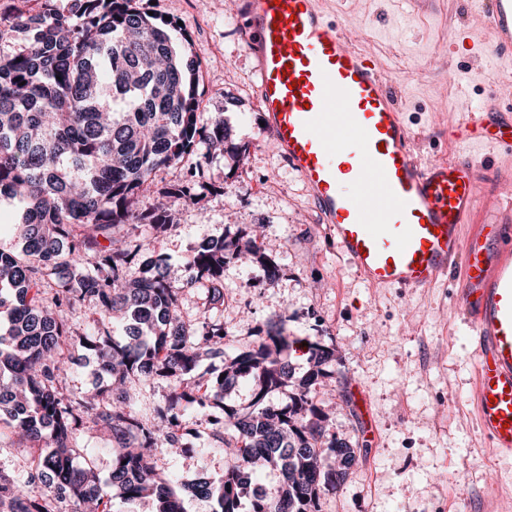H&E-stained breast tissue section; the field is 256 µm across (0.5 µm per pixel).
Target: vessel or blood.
<instances>
[{
  "label": "vessel or blood",
  "instance_id": "b4317fda",
  "mask_svg": "<svg viewBox=\"0 0 512 512\" xmlns=\"http://www.w3.org/2000/svg\"><path fill=\"white\" fill-rule=\"evenodd\" d=\"M494 50L512 55V0H481ZM267 130L307 189L337 250L376 289L416 290L455 273L453 305L476 363L474 403L487 445L512 455V197L481 200L501 179L482 148L512 159V104L448 127L457 152L424 162L376 63L317 0H245Z\"/></svg>",
  "mask_w": 512,
  "mask_h": 512
}]
</instances>
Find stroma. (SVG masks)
<instances>
[{
  "label": "stroma",
  "instance_id": "obj_1",
  "mask_svg": "<svg viewBox=\"0 0 512 512\" xmlns=\"http://www.w3.org/2000/svg\"><path fill=\"white\" fill-rule=\"evenodd\" d=\"M137 7L176 22L200 64L204 115L219 112L231 140L244 147L194 155L159 172L135 208L151 206L159 192L192 167L204 185L196 202L175 203V225L156 239L171 281L205 238L247 239L260 228L259 247L279 269L267 280L248 259L224 267V304L211 309L232 344L249 346L268 318L286 321L290 336L324 333L343 362L342 390L316 388V401L335 412L331 429L362 451L342 488L323 495L320 512H512V457L494 455L475 420L473 347L447 285L416 293L370 287L326 236L296 173L262 122L256 100L255 59L244 38L242 0H137ZM350 43L372 57L391 81L416 134V153L447 157L448 126L489 99L512 102V84L496 82L512 70V57L483 54L491 32L476 0H322ZM466 34L478 55L457 50ZM63 393L95 392L110 375L87 351L68 355ZM187 452L164 458L161 469L179 483L223 477L227 457L211 449L204 413H191ZM467 496L457 499L455 484Z\"/></svg>",
  "mask_w": 512,
  "mask_h": 512
}]
</instances>
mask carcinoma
I'll list each match as a JSON object with an SVG mask.
<instances>
[{"label":"carcinoma","mask_w":512,"mask_h":512,"mask_svg":"<svg viewBox=\"0 0 512 512\" xmlns=\"http://www.w3.org/2000/svg\"><path fill=\"white\" fill-rule=\"evenodd\" d=\"M173 24L157 21L135 0H38L26 12L0 13V198L22 212L8 224L20 251L0 248V425L25 450L29 496L0 469V512H111L112 498L148 499L153 512H182L172 480L158 462L184 446L189 408L219 410L210 420V445L236 457L224 478L183 489L216 500L217 512H239L242 490L260 479L262 465L278 474L262 485L249 512H319L323 494L336 492L361 449L336 437L329 413L313 401L318 383L331 384L342 362L324 337L306 340L309 368L300 377L288 358L299 340L283 319H271L252 346L232 347L224 323L208 317L193 326L178 313L184 292L202 286L207 303L224 301V265L253 258L267 279L271 261L238 240L203 241L188 258L187 276L169 281L151 241H132L125 225L156 234L173 225L171 211L132 203L150 190L156 173L181 162L198 144L229 140L222 114L199 112L198 64L176 51ZM196 184L178 182L165 197L191 203ZM0 221V229L8 225ZM90 258V264L83 263ZM90 306L97 334L78 332L73 314ZM125 321V342L108 326ZM94 353L112 384L93 395L59 391L63 353ZM225 358V378L205 382L194 371L205 357ZM252 384L251 410L224 407L235 381ZM166 383L167 393L143 417L129 403V387ZM288 388V403L267 395ZM101 425L112 442V495L102 493L89 467L76 463L80 428Z\"/></svg>","instance_id":"cac0c4a2"}]
</instances>
